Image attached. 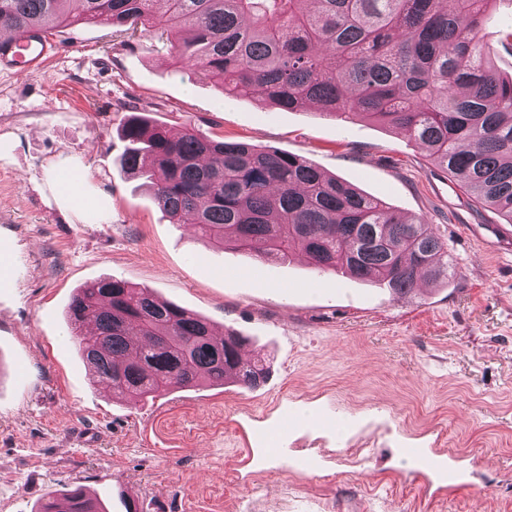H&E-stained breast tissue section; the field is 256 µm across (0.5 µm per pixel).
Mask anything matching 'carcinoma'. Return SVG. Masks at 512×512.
I'll list each match as a JSON object with an SVG mask.
<instances>
[{
	"label": "carcinoma",
	"instance_id": "cac0c4a2",
	"mask_svg": "<svg viewBox=\"0 0 512 512\" xmlns=\"http://www.w3.org/2000/svg\"><path fill=\"white\" fill-rule=\"evenodd\" d=\"M0 0V30L39 37L110 24L130 38L176 40L180 57L224 93L288 111L319 105L340 121L404 132L475 203L512 224V77L485 58L492 0ZM123 168L148 181L171 224L267 262L304 254L320 272L375 280L397 294L455 272L422 218L307 160L189 127L129 119ZM98 382L131 401L173 388L261 387L270 366L247 338L123 280L86 284L68 311ZM39 512H105L72 489Z\"/></svg>",
	"mask_w": 512,
	"mask_h": 512
}]
</instances>
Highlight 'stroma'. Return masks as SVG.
I'll use <instances>...</instances> for the list:
<instances>
[{
  "instance_id": "obj_1",
  "label": "stroma",
  "mask_w": 512,
  "mask_h": 512,
  "mask_svg": "<svg viewBox=\"0 0 512 512\" xmlns=\"http://www.w3.org/2000/svg\"><path fill=\"white\" fill-rule=\"evenodd\" d=\"M510 31L512 0H495L485 51L506 75ZM54 35L67 49L43 70L0 71V512L76 486L107 512H512V224L398 130L225 96L156 36ZM133 112L302 157L425 218L454 275L401 297L298 252L272 263L210 247L121 168ZM57 163L86 171L111 215L86 224L62 207ZM107 277L247 337L268 381L112 395L66 317L77 288ZM409 448L465 485L445 493Z\"/></svg>"
}]
</instances>
